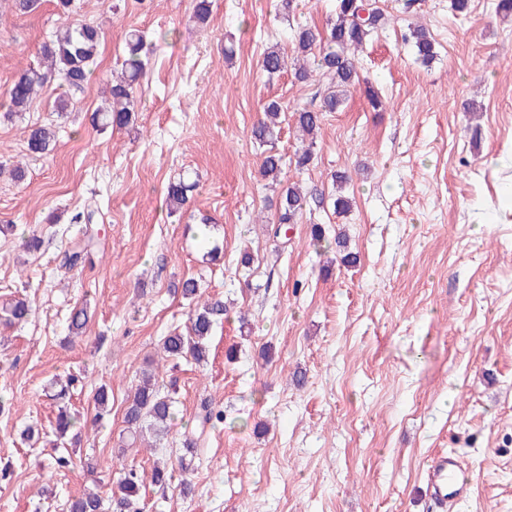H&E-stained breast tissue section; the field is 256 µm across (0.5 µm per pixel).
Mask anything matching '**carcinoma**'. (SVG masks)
<instances>
[{
    "instance_id": "obj_1",
    "label": "carcinoma",
    "mask_w": 512,
    "mask_h": 512,
    "mask_svg": "<svg viewBox=\"0 0 512 512\" xmlns=\"http://www.w3.org/2000/svg\"><path fill=\"white\" fill-rule=\"evenodd\" d=\"M385 23V14L375 0H337L335 18L330 20L323 31L303 28L296 35L294 53V76L297 81L306 83L315 77L326 81L318 92L320 105L317 108H303L295 112V120L302 138H313L319 128L323 113L334 112L342 103L341 94L347 88L359 83L355 65L357 51L372 34ZM407 39L413 43L416 55L424 63L436 56L435 44L420 25L409 29ZM100 33L92 23L76 22L59 29L53 40L41 47V68L21 69L6 93L7 112H24L43 86L45 74H55L66 89L60 97L55 111L65 112L69 107V94L82 90L94 73L98 55ZM145 42L140 31L132 29L125 39L124 57L120 76L112 83L108 93L112 99L109 107L91 114L93 126L104 130L122 129L135 119L134 88L145 73ZM288 67V57L279 46L267 48L262 57V69L273 77ZM281 104L272 100L264 107V118L254 126L252 134L262 145L274 144L279 133L278 119ZM57 143L55 131L45 125L32 126L27 131V151L34 156L52 152ZM283 159L274 150H268L261 163V175L273 180L281 174ZM195 184L178 179L167 186V200L170 207L180 210L189 202V193ZM306 196L296 185H288L279 195L276 227L273 235H278V226L296 224L303 216ZM95 244L94 238L86 236L83 244L64 253L62 267L72 270L81 265ZM32 312L30 302L25 298L14 299L0 306V319L9 323L26 320ZM224 301L211 299L203 302L190 315L191 333L183 335L175 332L164 338L162 349L165 360L178 363L188 358L200 363L207 353L206 340L214 325L224 318ZM88 320L87 309L79 308L72 312L68 325L70 334L79 336ZM175 419L172 397L162 393L152 376L142 379L132 400L124 411V422L131 443L149 432L156 437L165 436ZM75 423L67 407L58 408L55 432L63 437ZM145 486V472L130 468L122 471L111 490L110 507L112 512H141V490ZM69 512H104V499L98 488H89L80 496L70 500Z\"/></svg>"
}]
</instances>
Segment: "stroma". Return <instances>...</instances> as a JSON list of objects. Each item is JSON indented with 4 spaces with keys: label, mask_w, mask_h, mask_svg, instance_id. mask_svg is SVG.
Here are the masks:
<instances>
[{
    "label": "stroma",
    "mask_w": 512,
    "mask_h": 512,
    "mask_svg": "<svg viewBox=\"0 0 512 512\" xmlns=\"http://www.w3.org/2000/svg\"><path fill=\"white\" fill-rule=\"evenodd\" d=\"M113 2L75 0L64 14L55 0L26 13L0 0V100L57 28L102 31L95 73L65 116L53 75L27 112L0 107V163L27 165L23 181L0 175V303L22 294L33 307L24 323L0 322V512H67L88 488L109 492L123 467L179 458L187 430L193 468L146 486L142 512H439L426 467L441 452L474 481L451 512H512V211L501 199L512 168L487 164L512 147V20L498 0L462 12L452 0H378L387 21L355 54L361 83L325 113L301 172L294 114L316 88L289 70L268 77L261 58L273 44L292 51L301 26H325L336 0H295L286 14L278 0H210L203 26L195 0ZM416 24L435 42L426 64L404 40ZM132 28L148 48L136 119L96 130L89 116ZM273 99L285 111L283 181L309 198L279 237V191L261 178L266 148L251 136ZM50 123L54 151L26 158L27 127ZM180 177L196 188L173 213L166 186ZM340 190L352 206L339 215ZM87 211L97 247L61 272L82 239L70 220ZM315 224L327 245L313 241ZM341 230L355 265L330 244ZM24 234L40 249H22ZM213 248L217 260H203ZM189 278L227 314L207 359L170 373L161 347L189 324ZM80 307L89 320L73 339ZM145 371L175 390L176 424L154 449L128 445L123 421ZM73 375L76 424L60 439L53 394ZM205 405L223 421L199 425ZM65 454L71 465L56 468Z\"/></svg>",
    "instance_id": "35a3bbf8"
}]
</instances>
